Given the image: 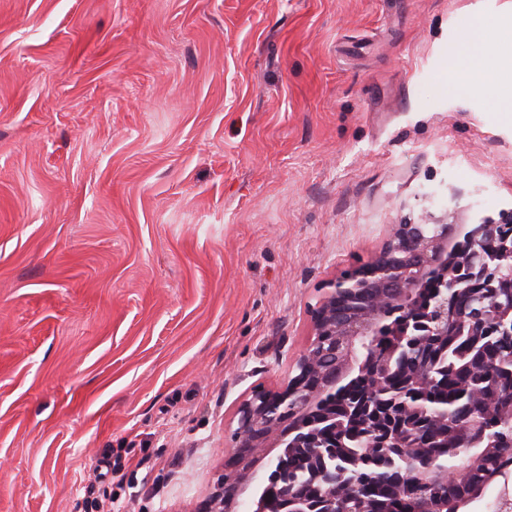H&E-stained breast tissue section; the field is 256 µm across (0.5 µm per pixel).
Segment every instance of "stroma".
<instances>
[{
	"label": "stroma",
	"mask_w": 512,
	"mask_h": 512,
	"mask_svg": "<svg viewBox=\"0 0 512 512\" xmlns=\"http://www.w3.org/2000/svg\"><path fill=\"white\" fill-rule=\"evenodd\" d=\"M509 42L512 0H0V512L125 441L116 512H194L331 282L512 209ZM462 40L469 49L464 59H451L448 66V85L455 86L453 76L456 72L463 74L462 89L473 95H482L489 88L487 78V54L483 39L482 26L474 24L466 27Z\"/></svg>",
	"instance_id": "1"
}]
</instances>
